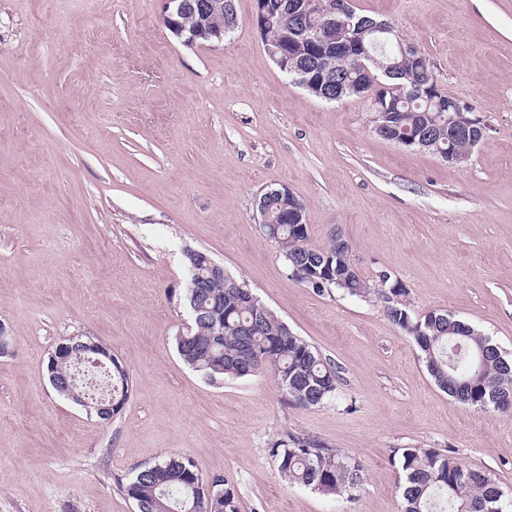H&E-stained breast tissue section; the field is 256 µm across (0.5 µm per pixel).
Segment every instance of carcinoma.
<instances>
[{"instance_id": "1", "label": "carcinoma", "mask_w": 512, "mask_h": 512, "mask_svg": "<svg viewBox=\"0 0 512 512\" xmlns=\"http://www.w3.org/2000/svg\"><path fill=\"white\" fill-rule=\"evenodd\" d=\"M217 8L197 12L190 8L179 17L180 33L191 36L201 29L224 33L236 26L235 0H213ZM334 0H321L320 7L306 18V26H321ZM290 21L257 27L264 44L278 47L274 63L294 78L288 68L294 64L315 67L323 62L333 68L347 85L344 97H358V88H368L370 75L381 73V66H392L388 78L394 90L396 110L402 114V135L417 139L425 131L432 134V151L448 150L462 155L472 153L465 140L448 141V113L438 108L440 95L412 96L414 86L427 84V70L416 53L399 51L401 39L396 31L369 33L365 44L375 61L366 62L367 70L348 60L325 54L311 46L288 38ZM276 243L288 266L316 265L325 247L309 244V236H299L286 224L277 225ZM190 280H200L202 287L187 288L185 305L192 328L175 337L181 359L206 377L242 378L270 373L279 389L293 404L316 407L336 395L339 368L305 339L293 333L285 323L257 297L242 289L245 282L226 273L221 279L210 278L202 265L193 266V254H185ZM352 253L335 256L332 268L339 276L337 288L350 296L376 295L383 299L385 314L407 333L419 324L428 336L415 340L436 385L455 401L482 410L512 411V359L503 355L490 338L472 325L442 312L413 315L409 293L403 286L376 274L371 284L352 268ZM112 397L126 403L129 399L127 370L112 359ZM279 474L289 482L324 495L352 497L362 484V464L301 434L288 433L269 448ZM400 466L406 481L402 489L401 512H503L504 492L490 473L461 459L425 448H404ZM217 480H208L194 462L175 454L139 470L124 486L136 512H239L233 489H216Z\"/></svg>"}]
</instances>
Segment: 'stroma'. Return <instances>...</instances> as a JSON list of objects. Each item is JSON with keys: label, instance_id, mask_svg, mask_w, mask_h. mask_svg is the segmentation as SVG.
I'll return each instance as SVG.
<instances>
[{"label": "stroma", "instance_id": "1", "mask_svg": "<svg viewBox=\"0 0 512 512\" xmlns=\"http://www.w3.org/2000/svg\"><path fill=\"white\" fill-rule=\"evenodd\" d=\"M352 5L483 118L465 166L377 135L368 99L292 84L254 0L212 45L175 37L161 0H0V512H135L123 484L170 453L233 487L240 512H400L407 447L453 452L512 498V413L449 398L381 299L292 280L259 222V196L288 186L312 245L339 233L415 315L448 312L512 357V0ZM188 249L339 366L335 397L303 408L270 374L212 381L181 360ZM77 334L127 369L110 421L49 382ZM288 432L361 462L354 496L281 478L269 447Z\"/></svg>", "mask_w": 512, "mask_h": 512}]
</instances>
